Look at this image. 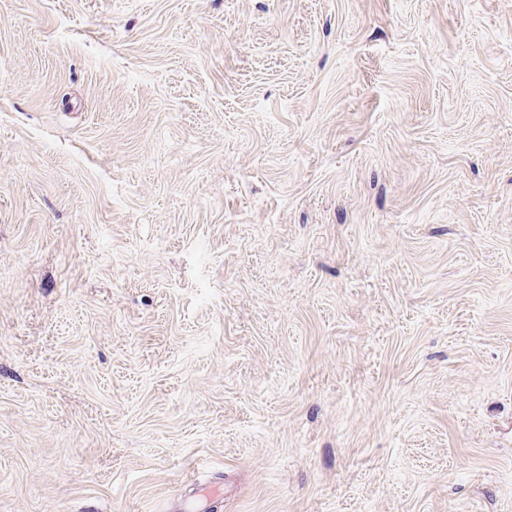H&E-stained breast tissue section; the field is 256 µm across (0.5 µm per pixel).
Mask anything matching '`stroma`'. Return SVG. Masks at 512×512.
I'll return each mask as SVG.
<instances>
[{
    "label": "stroma",
    "instance_id": "1",
    "mask_svg": "<svg viewBox=\"0 0 512 512\" xmlns=\"http://www.w3.org/2000/svg\"><path fill=\"white\" fill-rule=\"evenodd\" d=\"M512 512V0H0V512Z\"/></svg>",
    "mask_w": 512,
    "mask_h": 512
}]
</instances>
